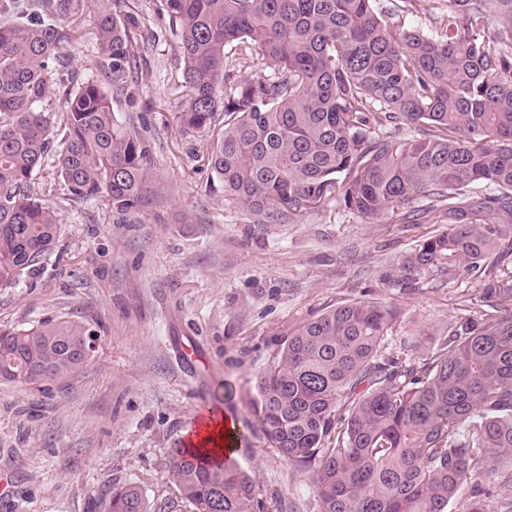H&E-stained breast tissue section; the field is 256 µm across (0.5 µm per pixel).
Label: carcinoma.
Listing matches in <instances>:
<instances>
[{"mask_svg": "<svg viewBox=\"0 0 512 512\" xmlns=\"http://www.w3.org/2000/svg\"><path fill=\"white\" fill-rule=\"evenodd\" d=\"M112 0L93 36L105 82L64 93L63 49L78 0H0V287L35 270L58 234L34 176L75 199L141 208L147 146L112 99L136 101L138 18ZM183 61L177 120L187 134L224 126L210 166L224 201L255 224H286L331 202L377 218L422 196L448 228L400 262L395 287L441 272L480 281L483 321L450 328L408 366L381 355L394 304L351 301L304 322L256 376L253 411L269 445L312 471L320 512H512V0H435L439 29H397L381 0H163ZM258 72L231 79L225 48ZM63 135L54 140L56 113ZM88 332L48 319L0 330V380H64L87 362ZM167 475L192 512H267L235 455L173 448ZM106 512H149L114 483Z\"/></svg>", "mask_w": 512, "mask_h": 512, "instance_id": "carcinoma-1", "label": "carcinoma"}]
</instances>
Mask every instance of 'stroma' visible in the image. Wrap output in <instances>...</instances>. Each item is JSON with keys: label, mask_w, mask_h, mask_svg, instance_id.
I'll use <instances>...</instances> for the list:
<instances>
[{"label": "stroma", "mask_w": 512, "mask_h": 512, "mask_svg": "<svg viewBox=\"0 0 512 512\" xmlns=\"http://www.w3.org/2000/svg\"><path fill=\"white\" fill-rule=\"evenodd\" d=\"M143 27L134 47L139 94L112 103L150 150L147 203L124 218L102 199L76 200L61 185L46 199L60 227L35 271L0 288V330L53 318L84 322L95 351L66 381H0V512H105L113 481L138 485L150 512H190L166 477L200 402L215 404L247 438L237 455L268 512H319L310 471L271 448L253 414L255 377L305 321L353 301L397 304L404 319L383 354L403 362L433 354L448 329L480 321L478 286L435 275L389 283L415 245L444 222L412 224L402 209L366 219L328 204L289 224H252L206 190L208 157L224 124L179 128L178 36L161 0H130ZM108 0L79 19L67 47L66 85L100 79L92 37ZM198 352L185 377L180 346Z\"/></svg>", "instance_id": "35a3bbf8"}]
</instances>
